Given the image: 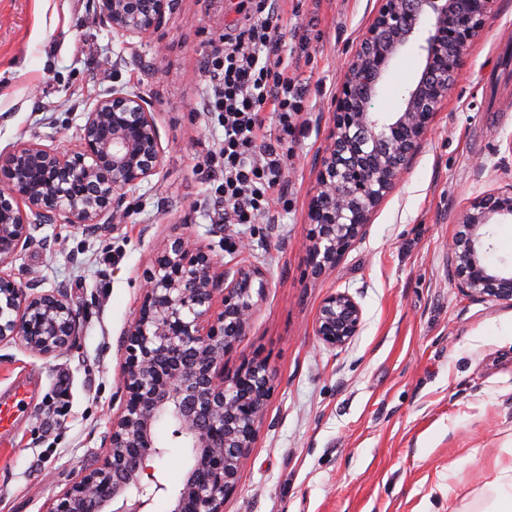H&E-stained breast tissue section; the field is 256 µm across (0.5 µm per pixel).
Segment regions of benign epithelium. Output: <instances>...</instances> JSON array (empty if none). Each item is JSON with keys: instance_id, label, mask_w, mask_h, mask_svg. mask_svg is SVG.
I'll use <instances>...</instances> for the list:
<instances>
[{"instance_id": "7a95c632", "label": "benign epithelium", "mask_w": 512, "mask_h": 512, "mask_svg": "<svg viewBox=\"0 0 512 512\" xmlns=\"http://www.w3.org/2000/svg\"><path fill=\"white\" fill-rule=\"evenodd\" d=\"M495 3L380 0L345 66L309 203L305 248L313 277L336 268L406 172ZM92 4L97 19L113 31L143 38L163 24L176 0ZM412 47L420 68L400 107L375 111L394 60ZM83 118L73 149L31 139L0 151V343L18 341L40 356L73 345L81 313L61 291L38 292L34 282L23 288L2 268L33 242L41 224L123 223L125 198L158 173L163 159L154 115L141 94L114 87ZM496 216L512 218V186L474 198L448 254L461 292L477 300L512 301V268L487 260L482 229ZM265 288L262 267L240 264L218 273L209 248L193 239L172 236L158 246L124 333V399L112 418L109 452L96 467L81 471L47 512H150L160 495L168 498L169 512H224L275 380L263 361L226 375L224 356L246 336ZM362 324L354 297L332 291L321 301L314 333L323 345L342 347ZM163 420L190 456L174 491L149 465L167 452L156 433Z\"/></svg>"}]
</instances>
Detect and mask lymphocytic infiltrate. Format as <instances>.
<instances>
[{"instance_id":"1","label":"lymphocytic infiltrate","mask_w":512,"mask_h":512,"mask_svg":"<svg viewBox=\"0 0 512 512\" xmlns=\"http://www.w3.org/2000/svg\"><path fill=\"white\" fill-rule=\"evenodd\" d=\"M281 0H239L241 17L208 58L197 111L216 115L224 138L208 156L218 168L224 221L255 224L288 205L285 143L307 112L305 95L280 54ZM276 128H269L268 117Z\"/></svg>"}]
</instances>
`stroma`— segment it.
Listing matches in <instances>:
<instances>
[{"label": "stroma", "instance_id": "1", "mask_svg": "<svg viewBox=\"0 0 512 512\" xmlns=\"http://www.w3.org/2000/svg\"><path fill=\"white\" fill-rule=\"evenodd\" d=\"M379 0H287L282 46L305 91L304 124L287 148L289 207L266 224H219L208 151L224 137L190 106L205 91L201 66L238 18V0H178L147 38L99 23L91 0H0V151L36 139L65 149L106 90L147 97L163 165L123 206L127 218L91 230L43 224L9 265L38 278L82 314L67 351L39 356L0 344V391L33 377L36 397L0 437V512H47L82 469L106 455L123 403L124 333L142 272L177 235L210 247L227 268L262 266L269 287L247 335L224 358L231 374L253 360L275 373L273 395L224 512H447L471 502L493 461L512 448V302L477 301L456 288L448 242L476 196L512 185V0H497L401 181L336 268L312 277L308 204L332 126L344 67ZM420 66L394 61L375 101L395 111ZM363 310L360 333L328 348L314 334L331 291ZM171 426L152 462L177 489L189 462ZM477 456H470V449Z\"/></svg>", "mask_w": 512, "mask_h": 512}]
</instances>
